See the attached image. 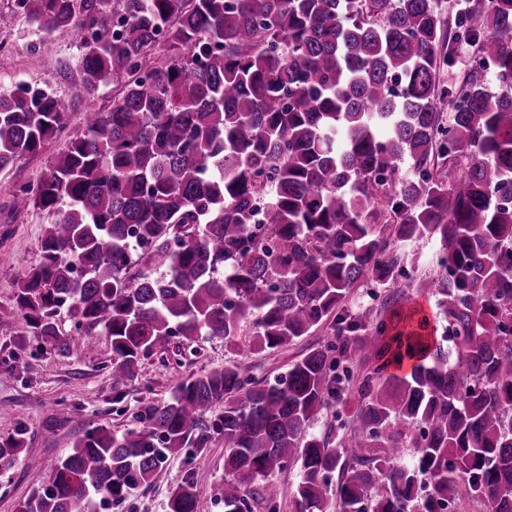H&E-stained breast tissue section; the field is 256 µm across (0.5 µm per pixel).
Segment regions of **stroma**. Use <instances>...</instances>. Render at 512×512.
Wrapping results in <instances>:
<instances>
[{"label": "stroma", "mask_w": 512, "mask_h": 512, "mask_svg": "<svg viewBox=\"0 0 512 512\" xmlns=\"http://www.w3.org/2000/svg\"><path fill=\"white\" fill-rule=\"evenodd\" d=\"M81 49L64 31L36 42L28 20L17 13L13 0H0V87L14 81H50L56 91L67 86L65 66L75 64ZM478 77L488 89H495L494 70L476 67L474 48L465 43L451 47V61L439 72L441 85L459 86ZM65 146L57 139L35 156L18 160L0 173V253L7 262L0 265V317L18 325L13 336L0 338V436L24 430L27 444L17 462L0 472V512H17L33 486L32 474L50 475L69 452L81 428L104 425L116 432L134 428V414L142 401H168L175 384L200 371L223 368L235 362L256 378H273L285 372L307 347L329 339V328L275 350L251 353L246 346H228L223 340L203 339L198 355L169 349L144 359L135 377L113 386L111 347L106 336L96 339L95 349H85L86 338L67 311H60L58 325L69 339V355L52 356L39 350L34 337L19 325L15 303L19 277L40 260V238L47 214L12 213L9 208L15 187L37 182L49 170L54 156ZM434 301L414 288L390 292L386 288L354 289L348 304L350 314L373 308L390 325L413 308L432 309ZM193 478L210 495V512H224V440L214 439L204 452L186 451L172 458L158 472L150 486L142 489L112 512H167L171 489Z\"/></svg>", "instance_id": "obj_1"}]
</instances>
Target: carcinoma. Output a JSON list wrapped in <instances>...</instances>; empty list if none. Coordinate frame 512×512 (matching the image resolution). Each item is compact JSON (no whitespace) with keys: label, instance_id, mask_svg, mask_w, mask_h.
I'll list each match as a JSON object with an SVG mask.
<instances>
[{"label":"carcinoma","instance_id":"1","mask_svg":"<svg viewBox=\"0 0 512 512\" xmlns=\"http://www.w3.org/2000/svg\"><path fill=\"white\" fill-rule=\"evenodd\" d=\"M438 2L16 0L37 34L69 31L82 53L65 94L0 89V172L61 138L77 102L117 88L36 186L12 192L13 211L53 217L16 282L26 333L69 354L67 310L108 337L118 386L176 337L265 350L334 330L271 380L229 363L138 407L136 428L85 430L17 512H106L216 435L224 512H276L268 477L297 463L295 512H441L464 495L512 512V0H471L452 32ZM458 42L493 63L496 91L439 87ZM454 157L463 174H437ZM421 240L439 272L417 287L446 325L426 317L428 335L384 343V321L348 311L352 290L400 287ZM388 354L413 364L355 371ZM347 398L337 429L310 433ZM23 448L0 437V469ZM205 503L187 478L167 508Z\"/></svg>","mask_w":512,"mask_h":512}]
</instances>
